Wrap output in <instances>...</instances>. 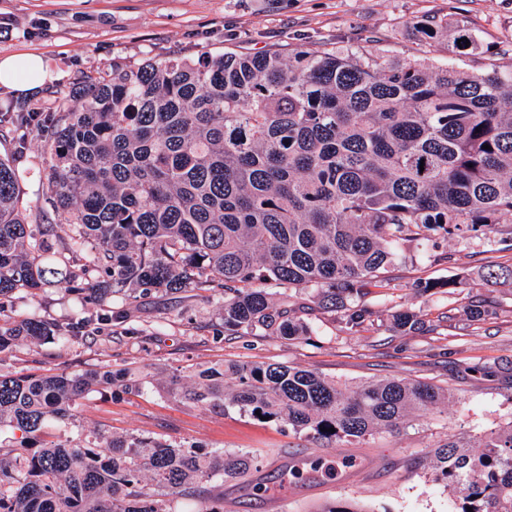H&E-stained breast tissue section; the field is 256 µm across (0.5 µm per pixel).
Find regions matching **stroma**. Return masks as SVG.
Instances as JSON below:
<instances>
[{
  "mask_svg": "<svg viewBox=\"0 0 512 512\" xmlns=\"http://www.w3.org/2000/svg\"><path fill=\"white\" fill-rule=\"evenodd\" d=\"M423 16L467 25L476 48L452 53L446 42L419 41L412 23ZM307 48L362 49L481 72L512 62V0H0V57L34 52L48 64L37 89L20 93L0 85V107L74 110L87 77L107 78L115 68L149 59L272 51L289 58ZM4 156L20 175L18 206L26 222L56 225L67 236L69 226L51 204L52 159L37 130L21 153L14 133L1 130ZM434 248L411 247L410 262L391 267L382 287L363 298L383 314L419 313L425 329L415 334H394L378 321L348 335L308 293L296 299L295 310L309 332L293 341L226 332L221 299L204 291L190 299L152 292L130 303L116 295L111 306L120 317L110 331L68 344H19L0 356V370L80 374L107 367L138 384L131 394L118 385L91 391L69 423L50 427L54 440L135 434L202 453L248 452L254 467L246 476L211 483L210 504L219 512H320L336 504L359 512H453V496L425 467L429 452L448 436H479L512 422V280L487 286L481 279L489 264L512 269V248L496 233L441 242L438 248L450 256L445 263L433 262ZM458 276L467 286L452 294L414 287ZM474 301L489 305L492 316L469 322ZM92 311L54 287L26 292L14 314L75 322ZM242 362L298 364L349 387L383 377L423 379L448 389L452 400L397 432L341 445L182 397L201 370ZM318 458L322 467H313Z\"/></svg>",
  "mask_w": 512,
  "mask_h": 512,
  "instance_id": "35a3bbf8",
  "label": "stroma"
}]
</instances>
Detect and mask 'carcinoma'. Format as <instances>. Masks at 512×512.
<instances>
[{"instance_id": "obj_1", "label": "carcinoma", "mask_w": 512, "mask_h": 512, "mask_svg": "<svg viewBox=\"0 0 512 512\" xmlns=\"http://www.w3.org/2000/svg\"><path fill=\"white\" fill-rule=\"evenodd\" d=\"M421 41L476 38L433 20ZM19 132L28 112L0 111ZM55 160L57 210L72 235L25 222L19 175L0 158V313L20 293L53 286L99 306L111 295L205 290L224 299V329L248 336L307 334L293 293L312 290L342 330L379 318L357 302L364 288L407 259L400 247L439 235L512 225V64L474 74L384 55L300 50L255 57L171 59L89 79L79 110L40 126ZM283 288L273 301L260 285ZM463 279L418 281L453 294ZM112 319L81 327L0 319V353L20 342L68 343ZM411 310L389 328L419 329ZM235 379L230 391L224 376ZM110 370L0 372V512H173L179 498L206 501L215 477L253 467L242 451L201 454L157 438L44 439L53 422ZM185 396L259 414L295 433L351 441L396 431L450 393L429 382L381 378L346 389L299 365L209 367ZM335 432H329V428ZM427 468L455 498V512H512V422L477 444L465 433L431 451Z\"/></svg>"}]
</instances>
